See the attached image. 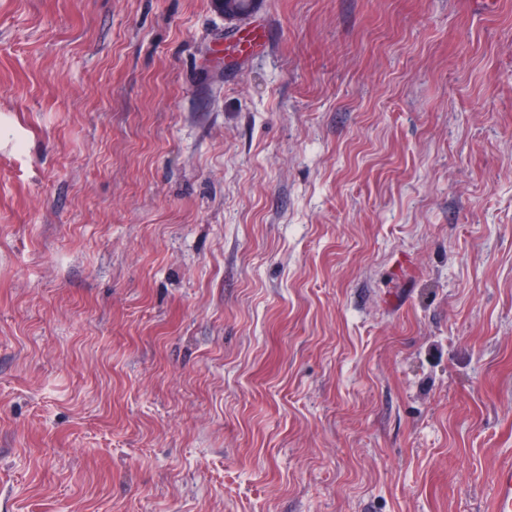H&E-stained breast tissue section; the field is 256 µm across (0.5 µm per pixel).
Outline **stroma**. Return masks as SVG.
I'll return each instance as SVG.
<instances>
[{
  "label": "stroma",
  "mask_w": 512,
  "mask_h": 512,
  "mask_svg": "<svg viewBox=\"0 0 512 512\" xmlns=\"http://www.w3.org/2000/svg\"><path fill=\"white\" fill-rule=\"evenodd\" d=\"M0 0V512H491L512 0Z\"/></svg>",
  "instance_id": "35a3bbf8"
}]
</instances>
